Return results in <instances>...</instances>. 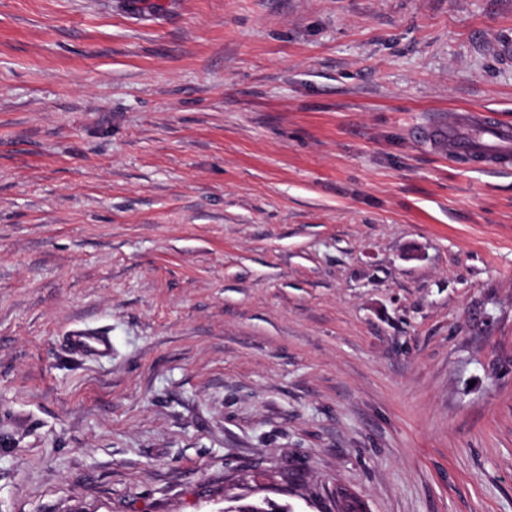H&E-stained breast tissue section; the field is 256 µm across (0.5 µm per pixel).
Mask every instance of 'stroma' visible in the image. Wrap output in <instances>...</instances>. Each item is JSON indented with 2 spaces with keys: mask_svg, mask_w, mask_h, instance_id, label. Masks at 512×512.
I'll return each mask as SVG.
<instances>
[{
  "mask_svg": "<svg viewBox=\"0 0 512 512\" xmlns=\"http://www.w3.org/2000/svg\"><path fill=\"white\" fill-rule=\"evenodd\" d=\"M512 0H0V512H512ZM109 336L73 353V327ZM448 123V157L488 168L512 164V126L485 109L462 111Z\"/></svg>",
  "mask_w": 512,
  "mask_h": 512,
  "instance_id": "stroma-1",
  "label": "stroma"
}]
</instances>
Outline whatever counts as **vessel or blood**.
<instances>
[{"label": "vessel or blood", "mask_w": 512, "mask_h": 512, "mask_svg": "<svg viewBox=\"0 0 512 512\" xmlns=\"http://www.w3.org/2000/svg\"><path fill=\"white\" fill-rule=\"evenodd\" d=\"M448 155L492 169L512 166V124L485 109L459 114L448 125ZM67 343L79 354L106 355L112 350L107 336L84 328L70 330Z\"/></svg>", "instance_id": "b4317fda"}]
</instances>
